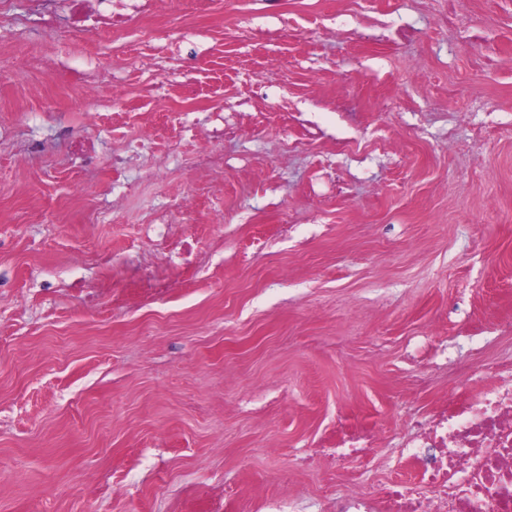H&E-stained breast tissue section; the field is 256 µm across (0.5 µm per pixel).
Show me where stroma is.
<instances>
[{"label":"stroma","mask_w":512,"mask_h":512,"mask_svg":"<svg viewBox=\"0 0 512 512\" xmlns=\"http://www.w3.org/2000/svg\"><path fill=\"white\" fill-rule=\"evenodd\" d=\"M447 10L168 0L154 35L138 16L98 35L0 0V512H325L407 476V414L512 362V0H460L465 30L436 25ZM49 58L124 94L89 103ZM185 78L236 129L195 143L223 171L113 200L124 140L179 134L183 104L150 111L144 89ZM62 125L97 141L92 165ZM186 193L172 232L194 252L171 260L144 220ZM360 424L382 435L369 456L310 463Z\"/></svg>","instance_id":"1"}]
</instances>
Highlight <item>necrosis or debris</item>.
Wrapping results in <instances>:
<instances>
[{
  "label": "necrosis or debris",
  "instance_id": "necrosis-or-debris-1",
  "mask_svg": "<svg viewBox=\"0 0 512 512\" xmlns=\"http://www.w3.org/2000/svg\"><path fill=\"white\" fill-rule=\"evenodd\" d=\"M69 26L75 31L121 32L129 11L125 0H67ZM121 169L137 180H155L180 149L159 153L151 136L126 141ZM185 158V157H182ZM191 172L204 176L223 167L221 153L201 150L185 158ZM400 454L411 470L406 479L372 491L337 497L330 512H512V362L502 364L494 383L479 392L459 388L428 416H410Z\"/></svg>",
  "mask_w": 512,
  "mask_h": 512
}]
</instances>
